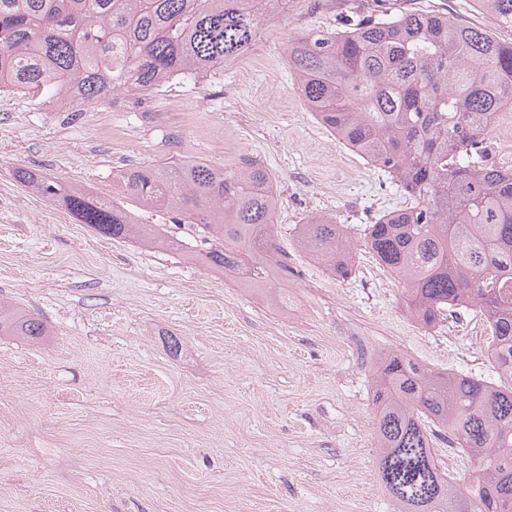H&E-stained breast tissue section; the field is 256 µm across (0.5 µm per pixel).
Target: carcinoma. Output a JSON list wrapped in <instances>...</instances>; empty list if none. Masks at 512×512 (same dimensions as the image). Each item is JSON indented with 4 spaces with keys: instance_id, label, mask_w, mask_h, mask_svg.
<instances>
[{
    "instance_id": "1",
    "label": "carcinoma",
    "mask_w": 512,
    "mask_h": 512,
    "mask_svg": "<svg viewBox=\"0 0 512 512\" xmlns=\"http://www.w3.org/2000/svg\"><path fill=\"white\" fill-rule=\"evenodd\" d=\"M298 0H0V85L50 99L101 102L150 95L179 76L224 69L255 43L261 18ZM512 27V0H478ZM288 65L304 102L351 151L398 182L412 205L364 229V245L403 284L408 316L433 327L472 307L491 356L512 379V171L489 161L486 135L512 108V42L446 13L364 15L338 33L300 35ZM15 178L112 239L179 250L182 240L139 224L161 207L199 239L191 256L256 289L288 255L272 233L277 198L267 171L189 160L122 175L124 200L67 187L31 170ZM298 248L341 279L354 249L323 217L296 225ZM0 335L36 341L43 322L0 305ZM380 479L400 512H512V384L423 367L388 354L376 365ZM474 461L460 485L436 463L433 430Z\"/></svg>"
}]
</instances>
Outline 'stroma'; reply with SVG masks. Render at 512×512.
Returning a JSON list of instances; mask_svg holds the SVG:
<instances>
[{"mask_svg": "<svg viewBox=\"0 0 512 512\" xmlns=\"http://www.w3.org/2000/svg\"><path fill=\"white\" fill-rule=\"evenodd\" d=\"M415 10L491 26L475 0H300L213 77L74 109L0 95V301L51 331L0 336V512H399L378 474L374 367L395 352L494 382L488 329L472 310L432 328L405 314L401 283L361 246L405 198L307 109L287 46L355 12ZM491 28L512 42L511 27ZM244 156L279 199L274 234L293 272L272 275L277 303L102 236L13 176L26 167L118 200L128 169ZM311 216L357 243L348 278L296 248Z\"/></svg>", "mask_w": 512, "mask_h": 512, "instance_id": "35a3bbf8", "label": "stroma"}]
</instances>
